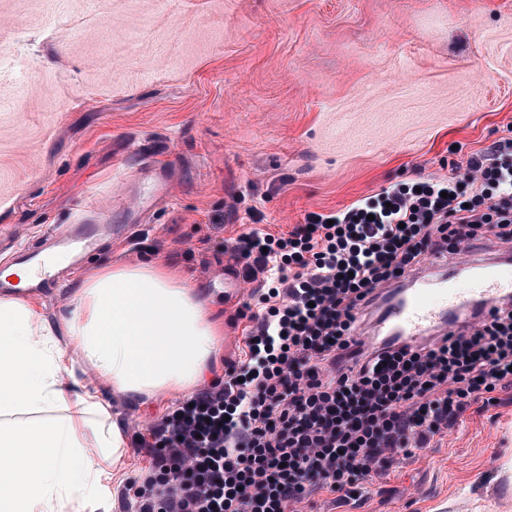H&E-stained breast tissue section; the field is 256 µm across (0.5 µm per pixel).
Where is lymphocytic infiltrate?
Returning a JSON list of instances; mask_svg holds the SVG:
<instances>
[{
	"mask_svg": "<svg viewBox=\"0 0 512 512\" xmlns=\"http://www.w3.org/2000/svg\"><path fill=\"white\" fill-rule=\"evenodd\" d=\"M489 238L512 245V135L448 176L241 233L258 285L242 355L137 436L151 456L137 512H303L355 497L469 408L512 405V305L418 346L359 335L384 285Z\"/></svg>",
	"mask_w": 512,
	"mask_h": 512,
	"instance_id": "obj_1",
	"label": "lymphocytic infiltrate"
}]
</instances>
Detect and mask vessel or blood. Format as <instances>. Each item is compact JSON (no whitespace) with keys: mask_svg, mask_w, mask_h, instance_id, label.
Wrapping results in <instances>:
<instances>
[{"mask_svg":"<svg viewBox=\"0 0 512 512\" xmlns=\"http://www.w3.org/2000/svg\"><path fill=\"white\" fill-rule=\"evenodd\" d=\"M99 223L86 218L60 232L47 231L36 246L15 252L10 262L31 268V293L59 287L66 268L79 265L98 241ZM512 298V264H467L463 273L436 278L413 277L410 287L383 303L381 326L402 342L415 345L437 330H453L475 310L490 312Z\"/></svg>","mask_w":512,"mask_h":512,"instance_id":"obj_1","label":"vessel or blood"}]
</instances>
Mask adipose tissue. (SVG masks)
I'll return each mask as SVG.
<instances>
[{"mask_svg": "<svg viewBox=\"0 0 512 512\" xmlns=\"http://www.w3.org/2000/svg\"><path fill=\"white\" fill-rule=\"evenodd\" d=\"M218 336L206 302L161 263L85 277L58 327L0 295V512H84L122 468L126 438L108 405L66 384L74 362L134 401L196 385Z\"/></svg>", "mask_w": 512, "mask_h": 512, "instance_id": "obj_1", "label": "adipose tissue"}]
</instances>
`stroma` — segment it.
<instances>
[{"instance_id":"obj_1","label":"stroma","mask_w":512,"mask_h":512,"mask_svg":"<svg viewBox=\"0 0 512 512\" xmlns=\"http://www.w3.org/2000/svg\"><path fill=\"white\" fill-rule=\"evenodd\" d=\"M511 130L512 0H0V255L97 201L98 246L32 305L56 323L102 266H175L224 325L215 378L254 289L224 297L240 233L447 175ZM98 392L130 441L183 398ZM148 466L130 444L89 512H134ZM313 502L512 512V406L468 410L354 500Z\"/></svg>"}]
</instances>
